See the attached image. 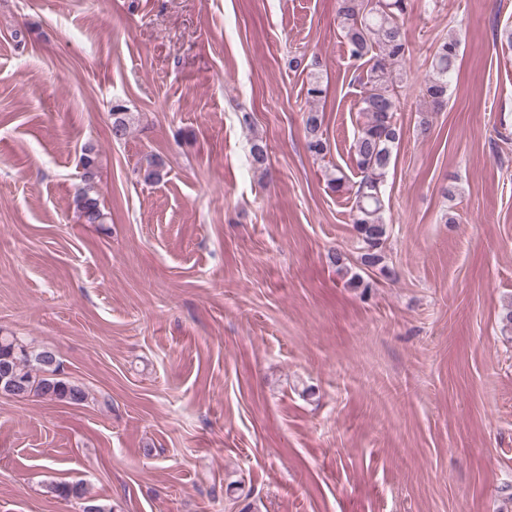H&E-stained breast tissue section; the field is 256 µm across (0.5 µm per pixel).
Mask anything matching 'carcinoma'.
<instances>
[{
	"label": "carcinoma",
	"mask_w": 512,
	"mask_h": 512,
	"mask_svg": "<svg viewBox=\"0 0 512 512\" xmlns=\"http://www.w3.org/2000/svg\"><path fill=\"white\" fill-rule=\"evenodd\" d=\"M408 0H337V18L349 58L359 71L362 86L361 108L364 122L353 143L359 179L350 181L341 171L328 174V186L334 192H347L352 200L351 221L362 245L360 263L366 269H377L389 277L392 271L384 264L383 245L389 227L382 216L385 178L402 138L397 120L400 110V83L403 76L399 64L405 55L401 21ZM458 39L451 36L437 42L424 79L423 95L426 111L438 112L448 103V84L454 71ZM324 88L319 72L308 74L306 96L311 101L322 98ZM133 117L121 103L112 105V139L124 140L130 132ZM323 116L311 108L305 112L307 151L316 156L329 152L323 137ZM268 159L267 146L261 140L251 143L248 162L252 169L263 171ZM85 187L75 198L76 208L85 224L107 223V213L99 193L93 190L96 157L88 147L81 158ZM146 184L164 179L162 165L151 160L138 170ZM62 362L50 349L35 350L13 335H0V394L25 399L37 397L48 402L79 405L88 399L83 386L61 377ZM49 492L55 497L82 504V512H112V507L91 496L80 480L53 484Z\"/></svg>",
	"instance_id": "1"
}]
</instances>
